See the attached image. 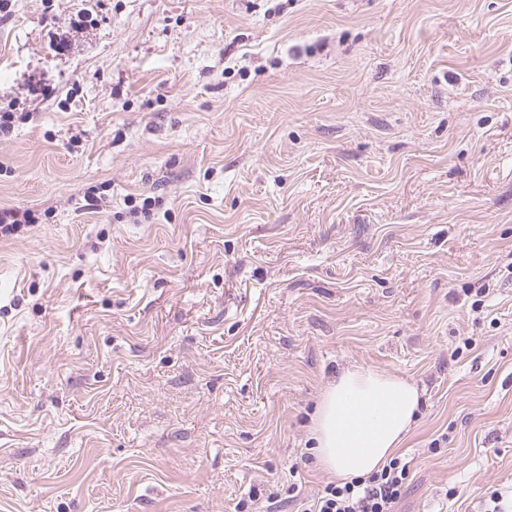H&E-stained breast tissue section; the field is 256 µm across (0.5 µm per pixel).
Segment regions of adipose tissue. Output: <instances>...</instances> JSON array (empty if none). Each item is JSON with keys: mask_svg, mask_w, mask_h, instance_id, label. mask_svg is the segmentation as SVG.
Returning <instances> with one entry per match:
<instances>
[{"mask_svg": "<svg viewBox=\"0 0 512 512\" xmlns=\"http://www.w3.org/2000/svg\"><path fill=\"white\" fill-rule=\"evenodd\" d=\"M419 407L420 393L405 378L369 367L341 371L321 392L309 426L318 466L344 482L381 469Z\"/></svg>", "mask_w": 512, "mask_h": 512, "instance_id": "1", "label": "adipose tissue"}]
</instances>
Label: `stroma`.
<instances>
[{"instance_id": "obj_1", "label": "stroma", "mask_w": 512, "mask_h": 512, "mask_svg": "<svg viewBox=\"0 0 512 512\" xmlns=\"http://www.w3.org/2000/svg\"><path fill=\"white\" fill-rule=\"evenodd\" d=\"M9 5L0 512H291L354 366L396 512L512 486V0ZM33 222L35 219L29 210L1 209L0 237L9 238L15 235L22 225H31Z\"/></svg>"}]
</instances>
